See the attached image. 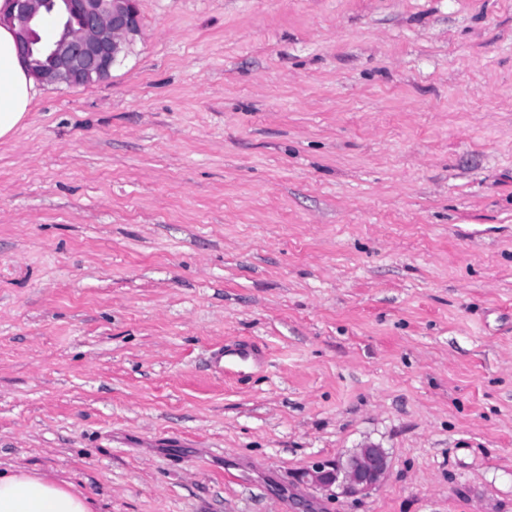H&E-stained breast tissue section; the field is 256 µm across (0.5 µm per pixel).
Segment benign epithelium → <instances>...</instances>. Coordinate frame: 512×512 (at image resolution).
<instances>
[{
  "mask_svg": "<svg viewBox=\"0 0 512 512\" xmlns=\"http://www.w3.org/2000/svg\"><path fill=\"white\" fill-rule=\"evenodd\" d=\"M139 0H9L11 11L0 24L16 29L17 51L27 60L33 50L35 27L47 14L65 18L56 38L45 47L47 63L34 75L42 84L74 86L96 75L104 81L141 34ZM339 464H322L305 473L324 490L363 494L376 487L390 468L389 456L378 448H364L360 459L338 475Z\"/></svg>",
  "mask_w": 512,
  "mask_h": 512,
  "instance_id": "7a95c632",
  "label": "benign epithelium"
}]
</instances>
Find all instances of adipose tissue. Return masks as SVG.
Segmentation results:
<instances>
[{
	"mask_svg": "<svg viewBox=\"0 0 512 512\" xmlns=\"http://www.w3.org/2000/svg\"><path fill=\"white\" fill-rule=\"evenodd\" d=\"M38 94L20 62L14 29L0 25V140L23 125ZM0 512H91L80 493L47 476L15 468L0 473Z\"/></svg>",
	"mask_w": 512,
	"mask_h": 512,
	"instance_id": "obj_1",
	"label": "adipose tissue"
}]
</instances>
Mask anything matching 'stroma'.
Instances as JSON below:
<instances>
[{
	"mask_svg": "<svg viewBox=\"0 0 512 512\" xmlns=\"http://www.w3.org/2000/svg\"><path fill=\"white\" fill-rule=\"evenodd\" d=\"M139 11L0 142V470L92 512H512V0ZM356 448L366 494L303 480ZM233 351V352H230ZM236 354L241 361L246 362L250 358L253 359L256 363H262L263 358L262 356L253 348H251L248 345H238L234 348H227V349H218L212 354V362L216 368L219 369L220 372L226 371L227 369H230L231 367H228L224 365V356L227 354ZM360 459L345 473L338 475L339 463L313 466L305 473L310 482L324 490L342 494H363L376 487L390 468L389 456L378 448H363Z\"/></svg>",
	"mask_w": 512,
	"mask_h": 512,
	"instance_id": "obj_1",
	"label": "stroma"
}]
</instances>
